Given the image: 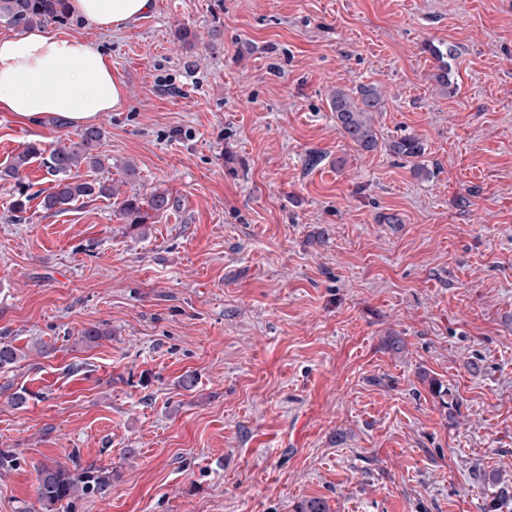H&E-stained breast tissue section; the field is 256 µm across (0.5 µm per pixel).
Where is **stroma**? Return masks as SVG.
<instances>
[{
    "label": "stroma",
    "instance_id": "obj_1",
    "mask_svg": "<svg viewBox=\"0 0 512 512\" xmlns=\"http://www.w3.org/2000/svg\"><path fill=\"white\" fill-rule=\"evenodd\" d=\"M63 32L126 85L101 180L179 206L15 224L50 177L0 180V339L24 352L0 369V512H41L37 465L75 457L112 486L59 512H487L512 490V0H153ZM370 83L430 178L337 129L332 92ZM76 134L0 112V169ZM427 49L431 52V54L440 61V66L438 67V72L433 75L434 81L441 87L448 89L451 86V72L452 66L449 62L452 59V52L450 49L443 52L439 47L434 46L433 44H428ZM448 58V62L444 59ZM175 201L166 191H154L145 198L131 197L124 199L119 206V214L127 224L144 225L153 215L173 209Z\"/></svg>",
    "mask_w": 512,
    "mask_h": 512
}]
</instances>
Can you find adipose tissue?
Segmentation results:
<instances>
[{
	"instance_id": "adipose-tissue-1",
	"label": "adipose tissue",
	"mask_w": 512,
	"mask_h": 512,
	"mask_svg": "<svg viewBox=\"0 0 512 512\" xmlns=\"http://www.w3.org/2000/svg\"><path fill=\"white\" fill-rule=\"evenodd\" d=\"M152 0H69L71 14L121 28L150 11ZM125 85L100 47L37 27L0 39V110L31 121L59 115L80 128L121 109Z\"/></svg>"
}]
</instances>
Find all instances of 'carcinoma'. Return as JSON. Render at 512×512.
Wrapping results in <instances>:
<instances>
[{
	"instance_id": "carcinoma-1",
	"label": "carcinoma",
	"mask_w": 512,
	"mask_h": 512,
	"mask_svg": "<svg viewBox=\"0 0 512 512\" xmlns=\"http://www.w3.org/2000/svg\"><path fill=\"white\" fill-rule=\"evenodd\" d=\"M8 25L27 29L33 26L68 24L66 0H0V21ZM427 49L440 61L434 81L447 89L451 86L452 66L448 59L451 51H442L430 44ZM383 101L379 89L374 85H360L348 91L338 90L330 99V110L336 119V126L342 135L357 149L373 152L379 146V133L374 126L373 114L382 110ZM102 139V130L97 126H88L77 133V140L68 145H58L45 149L37 143H29L16 154L12 164L0 171V180L17 179L22 171L38 156H45L47 173L53 177L54 186L45 194L39 206L45 212L58 213L76 202L92 197L112 198L117 188L99 180L82 178L80 171L103 170V154L97 152ZM386 151L402 159L423 157V143L410 134L389 139ZM177 205L170 194L154 191L145 198L124 199L119 206V214L127 223L144 225L154 216L173 209ZM22 357L20 348L12 342L0 341V368L15 364ZM433 393L441 404L448 408V419H454L457 402L449 388L441 383L431 382ZM37 497L43 512H56L57 505L80 497L105 496L112 484V473L90 464L82 467L78 464L68 467L61 463L40 464L37 467Z\"/></svg>"
}]
</instances>
